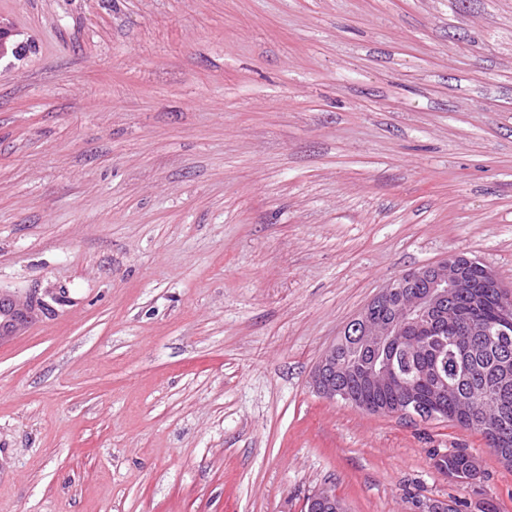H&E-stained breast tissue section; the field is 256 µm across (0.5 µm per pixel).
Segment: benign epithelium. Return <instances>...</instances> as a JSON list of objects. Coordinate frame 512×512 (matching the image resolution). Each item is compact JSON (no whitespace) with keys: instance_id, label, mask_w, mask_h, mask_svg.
Here are the masks:
<instances>
[{"instance_id":"1","label":"benign epithelium","mask_w":512,"mask_h":512,"mask_svg":"<svg viewBox=\"0 0 512 512\" xmlns=\"http://www.w3.org/2000/svg\"><path fill=\"white\" fill-rule=\"evenodd\" d=\"M474 265V259L455 254L389 282L349 323L341 338L343 346L365 353L366 359H338L336 346H331L312 371L310 384L315 393L336 400L339 392L334 381L339 375L355 379L373 392L393 395L396 414L439 417L444 407V395L448 393V378L439 370V363L450 354L460 361L469 360L478 351L482 336L497 335L505 341L512 339V294L499 291L492 319L478 316L487 306V298L475 286L471 275ZM458 296L469 299L470 307L477 316L468 320L463 329L455 331L453 337L438 336L427 344L424 358L416 367V377L427 385L424 391L418 387V382L408 380L400 367L381 358V353L396 342H410L430 325L444 327L456 323L457 316L450 310V305ZM386 298L393 299L394 313L388 316L375 314L376 305ZM34 308L32 303H20L9 296H0V344L27 326ZM490 387L502 397V404H509L511 360L499 357L493 361ZM339 394L346 402L369 413H388L387 407L368 401L361 395L347 391ZM462 421L479 430L501 464L512 467V453L508 451L509 431L498 414L485 412L475 417L466 409L452 418V423L457 425ZM305 508L306 512H346V505L336 493V485L330 483L314 490L306 498Z\"/></svg>"}]
</instances>
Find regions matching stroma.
I'll list each match as a JSON object with an SVG mask.
<instances>
[{
	"label": "stroma",
	"instance_id": "obj_1",
	"mask_svg": "<svg viewBox=\"0 0 512 512\" xmlns=\"http://www.w3.org/2000/svg\"><path fill=\"white\" fill-rule=\"evenodd\" d=\"M0 512H512L479 432L317 395L402 274L512 291V0H0ZM476 456L472 484L436 458ZM35 305L20 303L9 296H0V344L23 330L32 318ZM306 512H346V505L336 493L335 484H324L311 493L305 501Z\"/></svg>",
	"mask_w": 512,
	"mask_h": 512
}]
</instances>
